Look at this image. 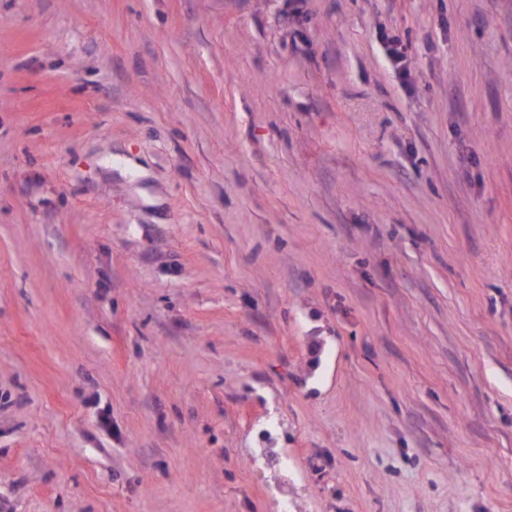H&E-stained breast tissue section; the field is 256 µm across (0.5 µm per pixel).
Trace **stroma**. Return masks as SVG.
<instances>
[{
  "mask_svg": "<svg viewBox=\"0 0 512 512\" xmlns=\"http://www.w3.org/2000/svg\"><path fill=\"white\" fill-rule=\"evenodd\" d=\"M0 512H512V0H0Z\"/></svg>",
  "mask_w": 512,
  "mask_h": 512,
  "instance_id": "1",
  "label": "stroma"
}]
</instances>
